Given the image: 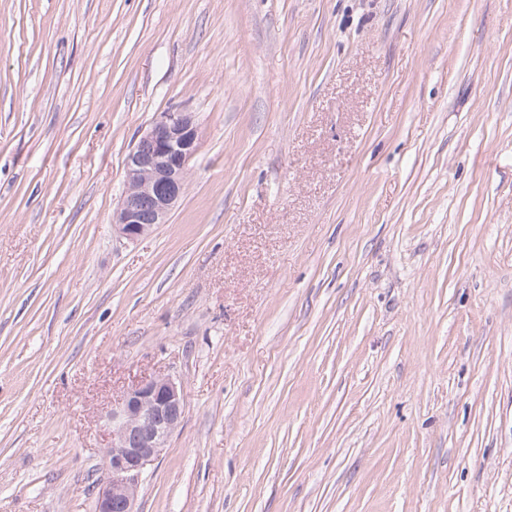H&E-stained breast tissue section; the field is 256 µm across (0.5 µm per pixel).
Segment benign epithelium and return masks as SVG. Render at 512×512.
Returning a JSON list of instances; mask_svg holds the SVG:
<instances>
[{
    "instance_id": "1",
    "label": "benign epithelium",
    "mask_w": 512,
    "mask_h": 512,
    "mask_svg": "<svg viewBox=\"0 0 512 512\" xmlns=\"http://www.w3.org/2000/svg\"><path fill=\"white\" fill-rule=\"evenodd\" d=\"M199 129L191 112H164L145 130L125 159L126 189L112 215L113 228L134 242L165 223L184 193ZM185 412L182 385L157 374L127 390L105 417L110 446L96 512H138L141 477L167 448Z\"/></svg>"
}]
</instances>
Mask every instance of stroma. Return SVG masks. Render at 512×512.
Returning <instances> with one entry per match:
<instances>
[{
  "label": "stroma",
  "mask_w": 512,
  "mask_h": 512,
  "mask_svg": "<svg viewBox=\"0 0 512 512\" xmlns=\"http://www.w3.org/2000/svg\"><path fill=\"white\" fill-rule=\"evenodd\" d=\"M159 373L139 512H512V0H0V512H95ZM199 129L191 112H164L125 159L126 189L112 215L113 228L134 242L150 234L184 193ZM184 412L182 385L161 373L128 388L112 404L105 417L111 442L103 454L106 477L96 512H139L141 477L167 448Z\"/></svg>",
  "instance_id": "stroma-1"
}]
</instances>
